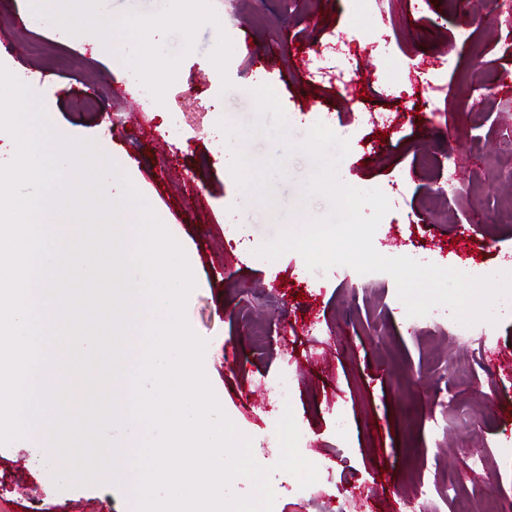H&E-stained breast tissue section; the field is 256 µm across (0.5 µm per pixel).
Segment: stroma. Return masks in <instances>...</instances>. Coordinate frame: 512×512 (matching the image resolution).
I'll list each match as a JSON object with an SVG mask.
<instances>
[{
	"mask_svg": "<svg viewBox=\"0 0 512 512\" xmlns=\"http://www.w3.org/2000/svg\"><path fill=\"white\" fill-rule=\"evenodd\" d=\"M482 2L472 0L469 14L480 47L426 74L446 107L433 122L413 109L421 83L402 80L386 96L370 97L363 110L347 104L335 81L311 77L306 56L346 31L365 81L384 85L397 67L456 42L458 19L449 0H423L409 27L398 0H380L371 11L358 10L354 0H209L235 49L218 77L206 67L216 46L212 25H194L188 34L167 25L156 32L159 56L172 57L179 71L165 86V112L152 100L128 99L127 68L98 52L95 35L61 41L31 21V0H8L0 17L1 36L23 30L74 58L72 66L49 69L18 44L4 53L14 73L50 102L55 128L71 140L107 143L114 157L128 162L135 188L166 214L175 240L191 254L195 286L185 319L208 347L207 379L222 411L250 437L261 465L273 470V512H313L307 500L284 492L290 476L274 468L280 453L271 443L281 414L261 392L283 371L299 450L310 462L331 464L333 495L353 498L357 512H405L410 501L416 512H452L445 492L449 467L463 470L476 487L487 476L466 470L468 453L457 438L478 437L495 458L512 448V365L505 362L512 355V311L498 318L493 349L481 354L449 341V308H440L435 324L409 327L394 280L355 297L342 273L310 272L297 253L257 256L278 231L300 226L292 210L312 163L302 154L288 158L287 178L274 183L275 210L246 204L216 147V125L223 117L251 125L256 110L243 108V101L253 100L256 83L271 86L293 141L318 121L348 139L350 152L337 169L341 182L385 191L403 181L374 235L379 253L490 276L512 261V231L495 219L499 202L512 196V176L481 164L512 133V110L498 104L499 78L512 74V45ZM465 79L483 86L486 97L484 110L470 119L456 92ZM384 110L398 115L397 127L385 134L369 120ZM439 152L457 158V189L430 208L425 199L435 187L434 172L424 161ZM231 224L241 240L235 248L224 243ZM312 315L322 327L316 341L306 336ZM256 318L270 329L259 347L249 330ZM455 365L472 370V380L448 378L449 401L440 403L432 378ZM58 465L35 447H0V512H133L125 484L61 488L53 476ZM422 486L428 498L418 497Z\"/></svg>",
	"mask_w": 512,
	"mask_h": 512,
	"instance_id": "stroma-1",
	"label": "stroma"
}]
</instances>
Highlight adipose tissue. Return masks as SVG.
Listing matches in <instances>:
<instances>
[{"label":"adipose tissue","instance_id":"1","mask_svg":"<svg viewBox=\"0 0 512 512\" xmlns=\"http://www.w3.org/2000/svg\"><path fill=\"white\" fill-rule=\"evenodd\" d=\"M34 4V21L54 29L62 40L81 38L94 30L103 35L98 42L100 49L125 61L155 26L154 21L136 19L129 22L125 33H116L111 16L101 10L99 0H34Z\"/></svg>","mask_w":512,"mask_h":512}]
</instances>
